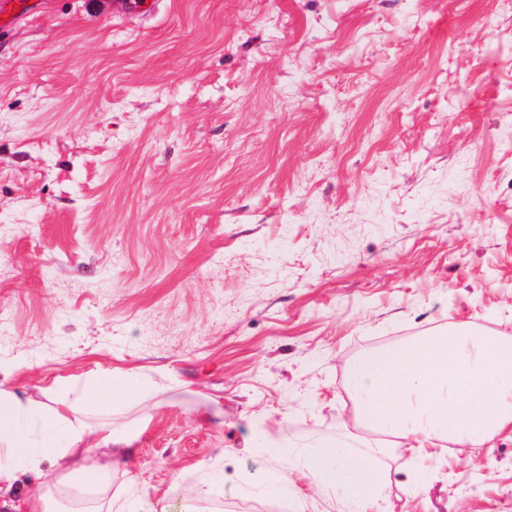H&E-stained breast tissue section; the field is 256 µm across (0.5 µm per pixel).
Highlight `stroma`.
Returning a JSON list of instances; mask_svg holds the SVG:
<instances>
[{"label":"stroma","instance_id":"stroma-1","mask_svg":"<svg viewBox=\"0 0 512 512\" xmlns=\"http://www.w3.org/2000/svg\"><path fill=\"white\" fill-rule=\"evenodd\" d=\"M112 3L0 31V386L135 370L84 417L144 512H347L304 460L364 450L350 363L512 336V0ZM373 463L367 512H512L511 432Z\"/></svg>","mask_w":512,"mask_h":512}]
</instances>
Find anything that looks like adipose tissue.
Listing matches in <instances>:
<instances>
[{
  "label": "adipose tissue",
  "mask_w": 512,
  "mask_h": 512,
  "mask_svg": "<svg viewBox=\"0 0 512 512\" xmlns=\"http://www.w3.org/2000/svg\"><path fill=\"white\" fill-rule=\"evenodd\" d=\"M347 381L360 398V425L393 437L416 460L428 457L442 441L478 448L512 432V336H490L454 323L437 336L360 354ZM137 386V374L130 373L122 387L98 381L74 387L63 397L50 389L45 402L37 404L0 388V445L8 452L7 465H0V484H12L26 472L44 478L39 493L18 500L14 512H54L63 488L80 482L96 492L89 512H112V471L128 458L133 439L102 425L99 445L105 454L93 458L81 413L89 405L108 410L122 406ZM27 413L48 414L54 427L37 453L30 451L27 435L17 426ZM383 452L372 444L365 456L348 459L328 445L305 464L319 478L340 484L345 498L364 512L388 485L387 474L371 462Z\"/></svg>",
  "instance_id": "1"
}]
</instances>
